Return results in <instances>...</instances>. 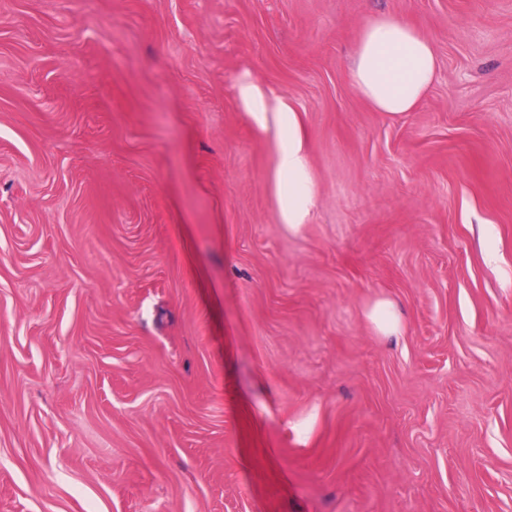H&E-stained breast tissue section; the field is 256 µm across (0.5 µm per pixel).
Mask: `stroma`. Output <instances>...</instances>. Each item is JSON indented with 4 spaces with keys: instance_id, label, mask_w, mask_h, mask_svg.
I'll return each instance as SVG.
<instances>
[{
    "instance_id": "1",
    "label": "stroma",
    "mask_w": 512,
    "mask_h": 512,
    "mask_svg": "<svg viewBox=\"0 0 512 512\" xmlns=\"http://www.w3.org/2000/svg\"><path fill=\"white\" fill-rule=\"evenodd\" d=\"M382 13L438 57L401 115ZM0 512H512V0H0ZM355 92L376 111L411 112L437 77V58L430 39L393 15L367 22L350 55ZM238 96L273 147L278 218L295 229L305 223L314 205L308 150L298 119L280 96L257 82H242ZM368 319L387 336H396L400 331V319L394 306L387 300H377L368 309Z\"/></svg>"
}]
</instances>
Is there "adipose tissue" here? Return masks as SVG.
Wrapping results in <instances>:
<instances>
[{"mask_svg": "<svg viewBox=\"0 0 512 512\" xmlns=\"http://www.w3.org/2000/svg\"><path fill=\"white\" fill-rule=\"evenodd\" d=\"M355 92L376 111L397 115L413 111L437 77L430 39L392 15L367 22L350 55ZM239 99L268 137L274 151L278 218L294 229L305 223L314 205L309 156L298 119L275 92L254 81L242 82Z\"/></svg>", "mask_w": 512, "mask_h": 512, "instance_id": "ef3b65f1", "label": "adipose tissue"}]
</instances>
